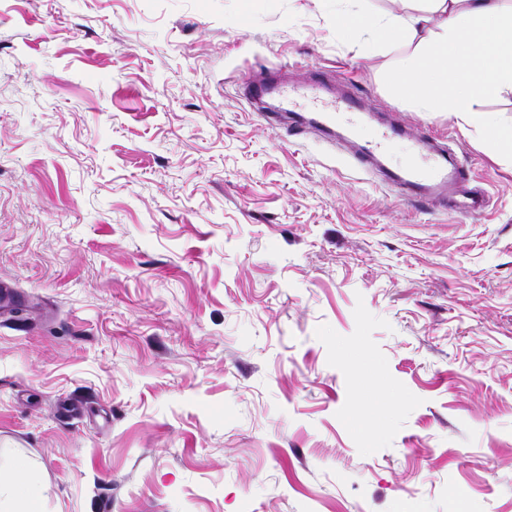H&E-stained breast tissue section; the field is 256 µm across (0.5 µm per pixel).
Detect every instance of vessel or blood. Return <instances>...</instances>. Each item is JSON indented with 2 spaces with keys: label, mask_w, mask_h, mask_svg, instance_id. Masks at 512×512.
<instances>
[{
  "label": "vessel or blood",
  "mask_w": 512,
  "mask_h": 512,
  "mask_svg": "<svg viewBox=\"0 0 512 512\" xmlns=\"http://www.w3.org/2000/svg\"><path fill=\"white\" fill-rule=\"evenodd\" d=\"M323 79H316L304 87H293L279 76H253L244 83L247 99L260 102L276 97L278 111L268 113L269 121L287 123L289 129L305 132L308 126L331 129L342 122L347 112L360 109L361 99L355 88H345L333 101H326ZM402 130L388 125L371 132L368 141L357 152L356 160L364 170H372L374 159L390 154L394 142L401 138ZM415 154L411 162L403 166L381 169L385 181L400 186L408 197L425 199L439 205H447L448 196L460 194L464 209L481 210L485 199L479 192L468 189V170L457 154L443 146L433 144L430 139L418 137L414 140Z\"/></svg>",
  "instance_id": "vessel-or-blood-1"
}]
</instances>
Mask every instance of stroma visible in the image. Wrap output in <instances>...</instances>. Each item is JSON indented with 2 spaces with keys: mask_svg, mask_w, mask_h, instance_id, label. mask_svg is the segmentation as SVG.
I'll return each mask as SVG.
<instances>
[{
  "mask_svg": "<svg viewBox=\"0 0 512 512\" xmlns=\"http://www.w3.org/2000/svg\"><path fill=\"white\" fill-rule=\"evenodd\" d=\"M312 0H0V466L42 512H512V163ZM325 72L354 135L246 78ZM452 145L486 205L352 156Z\"/></svg>",
  "mask_w": 512,
  "mask_h": 512,
  "instance_id": "35a3bbf8",
  "label": "stroma"
}]
</instances>
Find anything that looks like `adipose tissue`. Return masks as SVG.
<instances>
[{
    "instance_id": "obj_1",
    "label": "adipose tissue",
    "mask_w": 512,
    "mask_h": 512,
    "mask_svg": "<svg viewBox=\"0 0 512 512\" xmlns=\"http://www.w3.org/2000/svg\"><path fill=\"white\" fill-rule=\"evenodd\" d=\"M339 29L360 34L357 51L413 42L387 82L419 112H447L483 127L497 157L512 160V132L498 129L487 100L512 93V6L503 0H413L411 8L372 15L365 0H313ZM0 512H40L37 479L22 461L0 478Z\"/></svg>"
}]
</instances>
